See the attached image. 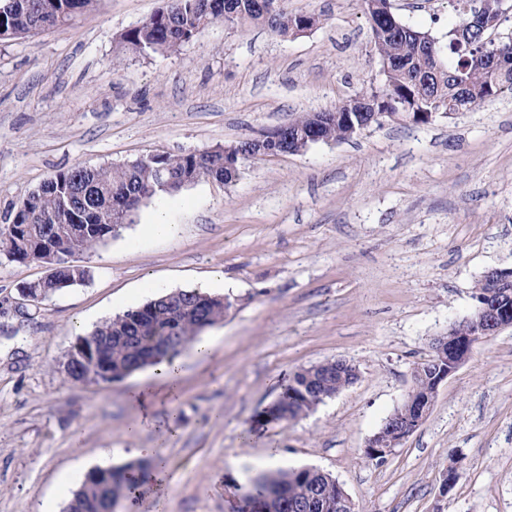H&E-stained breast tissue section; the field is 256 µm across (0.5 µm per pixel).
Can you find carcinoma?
<instances>
[{"label":"carcinoma","instance_id":"cac0c4a2","mask_svg":"<svg viewBox=\"0 0 512 512\" xmlns=\"http://www.w3.org/2000/svg\"><path fill=\"white\" fill-rule=\"evenodd\" d=\"M98 0H0V32L10 40L43 29L67 25L92 11ZM254 0H164L149 19L127 30L121 37L124 52L145 54L178 50L207 26L222 21L236 28L261 24L283 37L294 35L302 15L288 12L282 0H270L266 13L255 11ZM482 0H456L458 23L453 30L468 27ZM376 51L388 65L384 86L364 95L366 108L352 99L346 103L348 117L363 130L373 123V113L406 112L414 122H429V114L474 110L498 94L512 91V40L484 42L474 36L456 44L448 40L425 41L428 33L405 24L391 33L371 28ZM499 58L502 67L493 69L487 58ZM312 129L310 114H303L281 127L286 148L305 150L303 134ZM223 150L172 155L151 153L118 167L74 166L44 181L32 196L33 203L18 209L0 228V261L23 263L48 258L47 246L61 250L55 281L47 282L46 297L84 280L88 270L68 264L65 257L84 254L104 245L112 237V225L124 221L126 209L181 189L183 183L202 178L231 182L224 161L241 165L258 156L256 146L244 140ZM85 227L73 239L68 226ZM226 307L219 298L199 290H175L153 298L143 306L110 317L98 324L86 340L103 345L101 370L121 380L162 363L172 364L193 345L202 326L224 319ZM336 390V365L328 361L312 374L294 372L287 388L273 405L278 419H295L312 410L319 400ZM123 467L105 471L107 477L82 483L73 493L78 500L74 512H106L134 489L129 471ZM336 485L324 475L310 476L308 469L279 470L258 481L257 512H336Z\"/></svg>","mask_w":512,"mask_h":512}]
</instances>
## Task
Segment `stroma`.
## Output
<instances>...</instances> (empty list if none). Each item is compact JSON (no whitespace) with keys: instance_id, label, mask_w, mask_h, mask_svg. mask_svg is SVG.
I'll return each mask as SVG.
<instances>
[{"instance_id":"stroma-1","label":"stroma","mask_w":512,"mask_h":512,"mask_svg":"<svg viewBox=\"0 0 512 512\" xmlns=\"http://www.w3.org/2000/svg\"><path fill=\"white\" fill-rule=\"evenodd\" d=\"M447 44L451 0H390ZM163 0H99L75 25L0 42V225L73 166H117L249 139L383 83L358 0H286L308 32L211 24L178 51L120 55ZM169 234L150 228L155 217ZM82 283L32 304L38 262L0 265V512H63L89 472L131 461L159 477L122 512H244L275 469L331 475L354 512H512V327L480 340L426 419L384 460L368 440L401 406L434 338L472 315L475 285L512 267V92L427 124L386 119L350 140L245 162L142 205L79 256ZM166 290L230 304L177 360L150 409L146 369L78 383L77 337ZM342 358L358 380L306 416L266 409L294 371ZM459 479L451 489L449 469Z\"/></svg>"}]
</instances>
